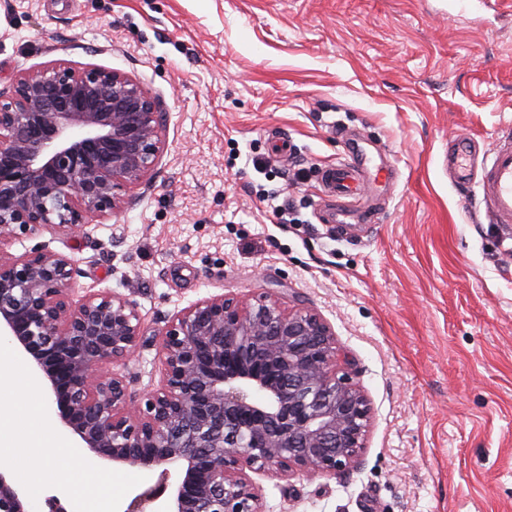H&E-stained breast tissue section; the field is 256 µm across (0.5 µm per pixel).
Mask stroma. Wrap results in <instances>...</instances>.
<instances>
[{"mask_svg":"<svg viewBox=\"0 0 512 512\" xmlns=\"http://www.w3.org/2000/svg\"><path fill=\"white\" fill-rule=\"evenodd\" d=\"M64 60L156 96L165 148L119 216L44 234L77 295L133 301V391L161 383L157 332L212 295L318 312L372 420L334 476L252 474L265 512H512V252L448 178L512 125V0H0V92ZM391 165L368 224L329 223L323 167ZM298 221L282 224L276 208ZM112 512L156 484L116 467Z\"/></svg>","mask_w":512,"mask_h":512,"instance_id":"stroma-1","label":"stroma"}]
</instances>
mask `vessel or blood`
I'll return each mask as SVG.
<instances>
[{
    "instance_id": "obj_1",
    "label": "vessel or blood",
    "mask_w": 512,
    "mask_h": 512,
    "mask_svg": "<svg viewBox=\"0 0 512 512\" xmlns=\"http://www.w3.org/2000/svg\"><path fill=\"white\" fill-rule=\"evenodd\" d=\"M473 147L471 138L458 136L448 156V169L455 183L477 188L489 222L512 237V128L501 131L476 175L471 174L468 163ZM322 182L324 195L338 205L335 223L371 222V215L354 207L355 200L361 199L368 189L358 160L352 158L325 169Z\"/></svg>"
}]
</instances>
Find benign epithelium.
<instances>
[{
    "mask_svg": "<svg viewBox=\"0 0 512 512\" xmlns=\"http://www.w3.org/2000/svg\"><path fill=\"white\" fill-rule=\"evenodd\" d=\"M159 101L117 70L56 61L15 75L0 95V337L31 361L61 424L96 456L160 467L125 512H263L245 470L334 476L352 467L371 423L343 371L331 326L270 292L201 299L158 332L159 388L135 394L124 365L142 336L136 304L101 292L74 298L73 261L21 237L84 233L118 214L156 173ZM179 477L168 482L170 468ZM0 512H31L0 471Z\"/></svg>",
    "mask_w": 512,
    "mask_h": 512,
    "instance_id": "benign-epithelium-1",
    "label": "benign epithelium"
}]
</instances>
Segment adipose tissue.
I'll use <instances>...</instances> for the list:
<instances>
[{
  "label": "adipose tissue",
  "instance_id": "1",
  "mask_svg": "<svg viewBox=\"0 0 512 512\" xmlns=\"http://www.w3.org/2000/svg\"><path fill=\"white\" fill-rule=\"evenodd\" d=\"M47 404L10 345L0 342V458L31 487L64 482L74 512H111L112 481L52 433Z\"/></svg>",
  "mask_w": 512,
  "mask_h": 512
}]
</instances>
